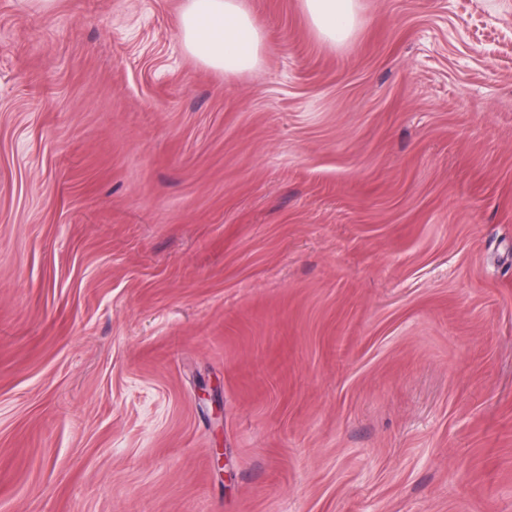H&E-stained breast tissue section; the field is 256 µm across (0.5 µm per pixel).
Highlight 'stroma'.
Wrapping results in <instances>:
<instances>
[{"instance_id": "stroma-1", "label": "stroma", "mask_w": 512, "mask_h": 512, "mask_svg": "<svg viewBox=\"0 0 512 512\" xmlns=\"http://www.w3.org/2000/svg\"><path fill=\"white\" fill-rule=\"evenodd\" d=\"M0 0V512H512V0ZM180 31L186 51L208 67L243 71L261 62L264 33L242 0H184ZM357 0H302L312 29L333 44L346 42L357 23Z\"/></svg>"}]
</instances>
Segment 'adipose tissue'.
Wrapping results in <instances>:
<instances>
[{
  "mask_svg": "<svg viewBox=\"0 0 512 512\" xmlns=\"http://www.w3.org/2000/svg\"><path fill=\"white\" fill-rule=\"evenodd\" d=\"M312 29L331 43L346 42L357 23V0H302ZM180 31L186 51L215 69L243 71L261 61L264 33L243 0H184Z\"/></svg>",
  "mask_w": 512,
  "mask_h": 512,
  "instance_id": "adipose-tissue-1",
  "label": "adipose tissue"
}]
</instances>
